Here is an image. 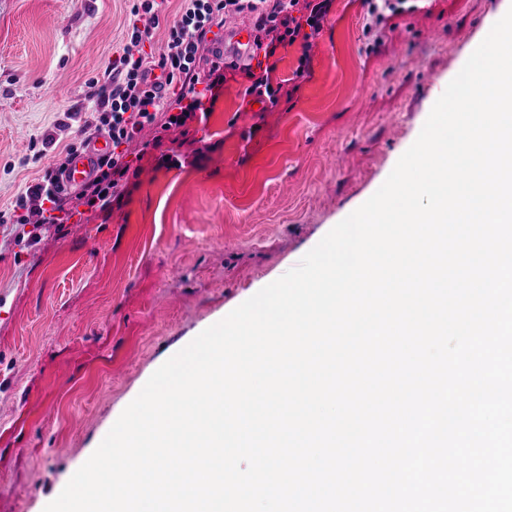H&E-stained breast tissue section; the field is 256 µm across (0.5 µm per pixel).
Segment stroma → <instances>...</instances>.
<instances>
[{
    "label": "stroma",
    "mask_w": 512,
    "mask_h": 512,
    "mask_svg": "<svg viewBox=\"0 0 512 512\" xmlns=\"http://www.w3.org/2000/svg\"><path fill=\"white\" fill-rule=\"evenodd\" d=\"M363 33L335 0L300 88L254 108L228 82L204 122L159 139L121 204L0 223V512H44L150 376L291 268L384 183L512 0H409ZM130 0H0V213L57 147L65 112L126 43ZM98 243L87 251L86 239Z\"/></svg>",
    "instance_id": "obj_1"
}]
</instances>
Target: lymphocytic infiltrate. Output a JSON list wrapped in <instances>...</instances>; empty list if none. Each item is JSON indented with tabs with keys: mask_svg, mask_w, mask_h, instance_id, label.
Masks as SVG:
<instances>
[{
	"mask_svg": "<svg viewBox=\"0 0 512 512\" xmlns=\"http://www.w3.org/2000/svg\"><path fill=\"white\" fill-rule=\"evenodd\" d=\"M334 0H182V5L167 27L162 53L145 52L151 38L142 18L159 21L167 10L168 0H132L127 24L128 43L118 57L106 67L101 79L95 80L89 99V122L107 133L112 151L102 158L96 174L78 192L60 187L58 174L75 153L67 145L55 153L43 175L29 185L15 200L14 211L7 221L27 224L29 213H38L42 223L65 224L75 211L71 200L104 209L111 205L115 189L128 175L130 144L138 141L145 129L180 128L196 115H209L224 95L225 84L235 79L234 63L225 61L223 52L213 58L200 56L199 47L213 29L223 28L227 18H248L254 30L252 59H263L261 69L247 68L245 95L277 105L279 87L272 75L278 50L299 46L298 65L293 79L308 71L310 50L323 29ZM178 88L176 99H169L170 88Z\"/></svg>",
	"mask_w": 512,
	"mask_h": 512,
	"instance_id": "f902f5d3",
	"label": "lymphocytic infiltrate"
}]
</instances>
